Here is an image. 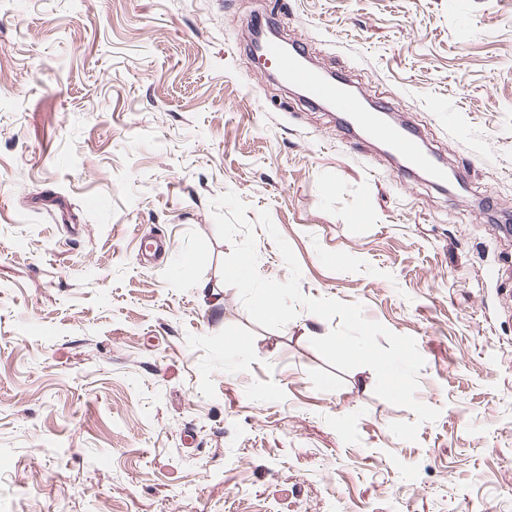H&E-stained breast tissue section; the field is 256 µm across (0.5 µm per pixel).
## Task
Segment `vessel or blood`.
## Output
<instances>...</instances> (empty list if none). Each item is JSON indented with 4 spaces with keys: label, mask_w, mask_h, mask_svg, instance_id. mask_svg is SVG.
<instances>
[{
    "label": "vessel or blood",
    "mask_w": 512,
    "mask_h": 512,
    "mask_svg": "<svg viewBox=\"0 0 512 512\" xmlns=\"http://www.w3.org/2000/svg\"><path fill=\"white\" fill-rule=\"evenodd\" d=\"M274 24V18L269 16L251 23L248 50L263 61L264 75L301 86L311 101L328 104L341 112L343 121L353 132L385 143L404 175L411 177L417 172L429 171L442 176L439 160L423 149L422 139L413 128L386 121L381 106L373 105L362 92L350 89L344 81L329 80L309 67L301 46L291 47L282 38L269 37L268 31Z\"/></svg>",
    "instance_id": "obj_1"
}]
</instances>
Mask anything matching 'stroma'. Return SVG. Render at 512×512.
Instances as JSON below:
<instances>
[{"instance_id": "1", "label": "stroma", "mask_w": 512, "mask_h": 512, "mask_svg": "<svg viewBox=\"0 0 512 512\" xmlns=\"http://www.w3.org/2000/svg\"><path fill=\"white\" fill-rule=\"evenodd\" d=\"M0 0V512H512V0ZM275 11L466 189L262 78ZM412 336L414 413L224 284L212 198ZM172 247L151 265L141 240Z\"/></svg>"}]
</instances>
